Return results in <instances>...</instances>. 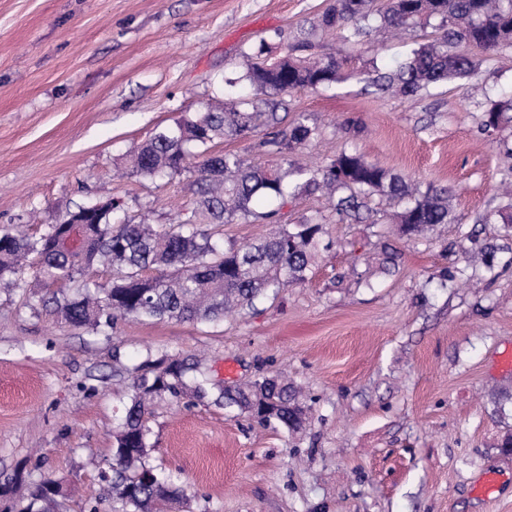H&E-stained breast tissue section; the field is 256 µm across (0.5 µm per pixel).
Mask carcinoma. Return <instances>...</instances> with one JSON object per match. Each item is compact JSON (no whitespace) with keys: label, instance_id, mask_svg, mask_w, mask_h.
<instances>
[{"label":"carcinoma","instance_id":"obj_1","mask_svg":"<svg viewBox=\"0 0 512 512\" xmlns=\"http://www.w3.org/2000/svg\"><path fill=\"white\" fill-rule=\"evenodd\" d=\"M432 20L441 30L439 37L413 41L406 59L392 69L374 68L371 83L378 90L415 96L437 84L472 78L479 60L471 50L493 53L512 46V0H387L380 9L373 0H332L317 29L340 30L345 42L360 48L378 29L413 32ZM314 47L306 35L282 49L260 42L247 54L243 74L228 82L248 93L210 104L161 129L134 154L132 171L149 179L185 171L203 156L193 181L197 206L185 220L157 230L143 220L132 221L114 202L109 220L82 226L76 240L61 236L56 224L39 234L6 233L0 241V286L23 288L31 272L44 283L43 305H53L65 323L94 332H107L118 319L213 322L307 279L322 224H284L279 218L288 200L303 192H327L342 221L358 219L375 194L396 200L401 204V230L409 236L450 223L446 187L423 191L410 179L345 151L317 170L288 162V156L319 138L320 131L300 115L283 125L279 110L286 109V97L342 79L343 61L319 56ZM508 120L512 96L486 97L481 129L496 130ZM255 134L262 135L261 146L283 164L266 166L233 152H210L217 139ZM259 201L270 209L256 211ZM249 218L270 225L250 243L229 242L221 248L199 229ZM98 268L114 270L116 276L99 282L90 277ZM150 269L157 274L145 275ZM201 368L198 360L169 355L137 368L130 402L114 435L110 471L99 473L103 490L122 503L124 512H160L182 498L180 487L159 478L146 463L149 416L157 401L205 399L207 387L190 375ZM215 403L291 433L302 429L310 410L301 392L277 376L221 387ZM26 468L21 463L0 482V498L25 484L19 473ZM50 482L45 478L31 483L26 504L14 502L5 510L55 512L57 497L46 491Z\"/></svg>","mask_w":512,"mask_h":512}]
</instances>
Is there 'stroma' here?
<instances>
[{
	"label": "stroma",
	"instance_id": "1",
	"mask_svg": "<svg viewBox=\"0 0 512 512\" xmlns=\"http://www.w3.org/2000/svg\"><path fill=\"white\" fill-rule=\"evenodd\" d=\"M330 0H0V234L42 232L111 197L156 228L195 205V173L151 180L128 159L156 130L223 98L245 54L310 31ZM318 50L349 77L289 99L321 137L292 155L323 166L355 151L446 186L456 220L402 236L396 202L339 222L328 197H298L281 220L322 223L305 283L214 324L121 320L96 333L65 324L29 291L0 289V480L27 463L75 485L58 512H88L111 464L131 371L147 356L203 360L214 385L285 374L311 407L296 435L204 399L158 403L147 461L185 491L167 512H512V124L480 131L484 96L512 89V47L480 54L477 82L414 97L375 95L373 65L411 36L373 32L354 51L340 32ZM400 253L381 268V248ZM494 245L491 264L459 252ZM453 270L447 278L445 270ZM496 493L475 487L486 473Z\"/></svg>",
	"mask_w": 512,
	"mask_h": 512
}]
</instances>
